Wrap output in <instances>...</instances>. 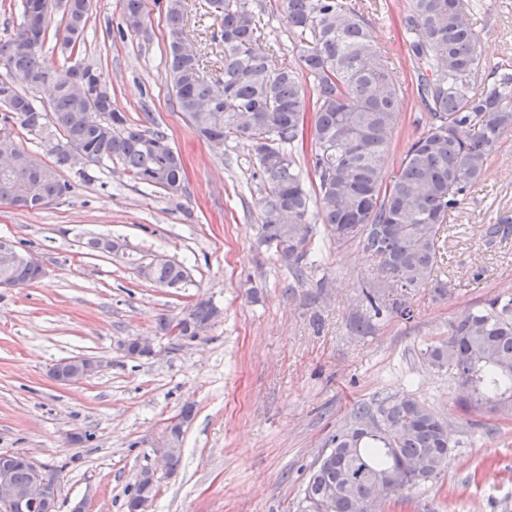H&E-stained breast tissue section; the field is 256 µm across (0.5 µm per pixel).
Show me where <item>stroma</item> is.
Wrapping results in <instances>:
<instances>
[{
    "mask_svg": "<svg viewBox=\"0 0 512 512\" xmlns=\"http://www.w3.org/2000/svg\"><path fill=\"white\" fill-rule=\"evenodd\" d=\"M202 0H186L184 36L207 78L221 73L220 24ZM368 22L404 86L402 112L384 180H392L429 114L420 102L416 62L400 20L408 0H342ZM277 59L299 61L282 0H249ZM147 23L127 30L123 0H91L76 59L99 68L112 100L130 118L153 113L186 166V192L170 198L137 182L119 162L60 169L70 189L46 208L0 204V237L37 256L46 274L25 288L0 289V453L21 451L58 471L57 512H127L126 487L143 468L157 471L151 512H296L309 467L353 405L412 392L448 422L447 468L433 482L398 491L388 512H512V418H467L460 389L421 351L447 339L448 326L481 301L512 293V232L488 241L491 224L512 225V131L467 195L440 240L446 293L420 288L412 315L366 317L361 286L373 262L359 245H336L314 227L315 264L294 281L286 264L260 246L262 185L244 143L213 147L180 112L166 81V0H145ZM490 81L512 63V0H484L471 19ZM120 240L124 252L89 251L88 239ZM178 262L180 289L144 281L139 268ZM221 314L199 338L159 330L197 300ZM150 337L155 356L132 357L123 342ZM101 359L75 385L49 376L58 361ZM182 458L163 469L159 442L184 404Z\"/></svg>",
    "mask_w": 512,
    "mask_h": 512,
    "instance_id": "obj_1",
    "label": "stroma"
}]
</instances>
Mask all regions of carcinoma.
I'll return each instance as SVG.
<instances>
[{
  "label": "carcinoma",
  "mask_w": 512,
  "mask_h": 512,
  "mask_svg": "<svg viewBox=\"0 0 512 512\" xmlns=\"http://www.w3.org/2000/svg\"><path fill=\"white\" fill-rule=\"evenodd\" d=\"M62 15L61 51L75 52L83 41L91 0H73ZM249 0H205V14L220 22L224 43L221 88L201 75L200 57L183 46V0H167L170 27L167 81L179 110L196 133L220 144L242 140L258 165L264 190L259 245L274 250L293 279L312 265L313 224H323L338 243L355 241L373 260V277L364 297L373 317L395 295L391 310L411 313L406 295L430 283L442 292L448 283L440 253V234L467 193L485 174L502 136L512 130V70H499L478 87L481 72L478 36L469 14L479 0H409L402 18L406 46L418 61L419 97L430 123L410 144L395 179L382 170L402 109L398 77L382 59L368 24L339 0H283L286 26L304 77L275 62L272 46L263 49L260 17ZM53 0H20L21 18L40 15L33 29L19 23L0 41V66L10 76L11 98L0 105V131L18 127L37 135L54 164L0 167V204L17 207L22 185L31 183L27 209L40 210L69 190L58 168L72 150L86 163L114 160L138 182L177 198L185 171L165 132L153 127L151 113L132 123L107 91L95 102L104 121L89 122V102L73 88L101 76L77 62L62 70L43 65L42 47L52 21ZM127 28L145 20L143 0H123ZM51 93L49 108L35 93ZM315 114L311 151L318 190L310 194L294 157L304 145L297 126ZM145 280L161 288H181L187 270L172 261L152 266ZM219 315L211 300L188 309L193 326L208 329ZM422 356L445 369L460 388L458 409L512 417V296L490 297L464 319L448 325V340L431 343ZM448 423L407 391L360 401L304 481L298 512H382L391 495L419 487L448 465ZM418 461L417 472L400 465ZM387 486L380 498L372 488Z\"/></svg>",
  "instance_id": "obj_1"
}]
</instances>
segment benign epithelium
Listing matches in <instances>:
<instances>
[{"label": "benign epithelium", "instance_id": "1", "mask_svg": "<svg viewBox=\"0 0 512 512\" xmlns=\"http://www.w3.org/2000/svg\"><path fill=\"white\" fill-rule=\"evenodd\" d=\"M0 143L7 149L0 151V167L12 168L24 163V152L19 149L16 142L3 139ZM0 257L4 259V265L8 267L26 266L45 273L40 261L31 254L17 249L5 251L0 248ZM125 348H131L135 355L153 356L155 350L150 338L145 336H129L124 341ZM73 370L71 375L61 380L64 385H73L97 372L102 367V361L90 357H75L72 359ZM181 427L179 423H173L166 429L160 445L161 460L168 461L169 455L177 450L179 442L176 429ZM12 454H0V512H56L59 492L58 476L43 465L39 464L30 455H24V460L29 468V481L24 487H17L12 483V469L10 461Z\"/></svg>", "mask_w": 512, "mask_h": 512}]
</instances>
